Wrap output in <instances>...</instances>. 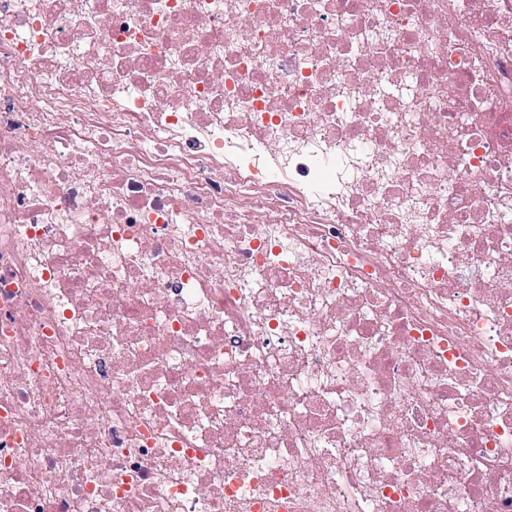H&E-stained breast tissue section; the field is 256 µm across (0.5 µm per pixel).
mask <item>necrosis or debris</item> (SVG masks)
Listing matches in <instances>:
<instances>
[{
	"label": "necrosis or debris",
	"mask_w": 512,
	"mask_h": 512,
	"mask_svg": "<svg viewBox=\"0 0 512 512\" xmlns=\"http://www.w3.org/2000/svg\"><path fill=\"white\" fill-rule=\"evenodd\" d=\"M0 512H512V0H0Z\"/></svg>",
	"instance_id": "1"
}]
</instances>
